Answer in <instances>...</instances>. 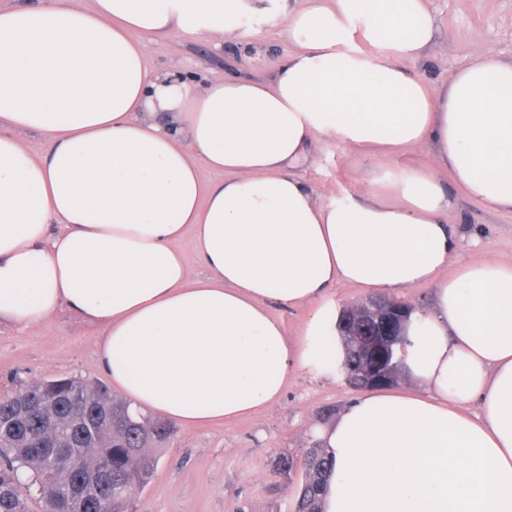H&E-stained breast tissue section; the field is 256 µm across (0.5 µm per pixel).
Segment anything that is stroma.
Here are the masks:
<instances>
[{
	"label": "stroma",
	"mask_w": 512,
	"mask_h": 512,
	"mask_svg": "<svg viewBox=\"0 0 512 512\" xmlns=\"http://www.w3.org/2000/svg\"><path fill=\"white\" fill-rule=\"evenodd\" d=\"M439 38L412 69L426 82L447 80L483 49L512 60V0H429ZM255 40L270 53L264 66L244 63L229 48L174 31L148 57L154 69L177 68L197 80L224 75L266 78L289 52L272 28ZM362 161L333 142L313 148L302 178L323 197L360 190ZM440 179L453 202L452 220L462 253L471 259L512 261V215L469 201L448 172ZM99 330L70 309L59 310L38 328L0 323V395L18 381L77 376L107 384L98 357ZM357 396L344 374L333 378L296 372L281 396L261 412L233 422L177 427L160 450L152 482L137 492L130 512H292L298 474L280 469L283 455L301 457L317 428L336 423Z\"/></svg>",
	"instance_id": "obj_1"
}]
</instances>
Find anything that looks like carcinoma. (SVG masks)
<instances>
[{"label": "carcinoma", "mask_w": 512, "mask_h": 512, "mask_svg": "<svg viewBox=\"0 0 512 512\" xmlns=\"http://www.w3.org/2000/svg\"><path fill=\"white\" fill-rule=\"evenodd\" d=\"M341 341L352 380L361 352L351 338ZM173 435L166 421L132 411L104 385L75 377L21 382L0 399V512H29L33 496L42 512H128L125 491L152 481L156 450ZM331 472L325 448L305 451L293 512H321Z\"/></svg>", "instance_id": "cac0c4a2"}]
</instances>
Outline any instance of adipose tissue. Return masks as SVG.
Wrapping results in <instances>:
<instances>
[{"instance_id":"ef3b65f1","label":"adipose tissue","mask_w":512,"mask_h":512,"mask_svg":"<svg viewBox=\"0 0 512 512\" xmlns=\"http://www.w3.org/2000/svg\"><path fill=\"white\" fill-rule=\"evenodd\" d=\"M252 19L293 47L265 80L147 64L174 30L255 51ZM436 31L428 0L0 7V320L81 313L132 407L195 426L335 375L333 288L432 287L406 328L419 390L365 393L317 432L323 512H512V261L459 259L439 179L512 213V62L487 50L430 87L408 65ZM327 140L366 160L363 191L325 200L299 176ZM421 148L430 167L397 164ZM275 304L310 306L301 337Z\"/></svg>"}]
</instances>
